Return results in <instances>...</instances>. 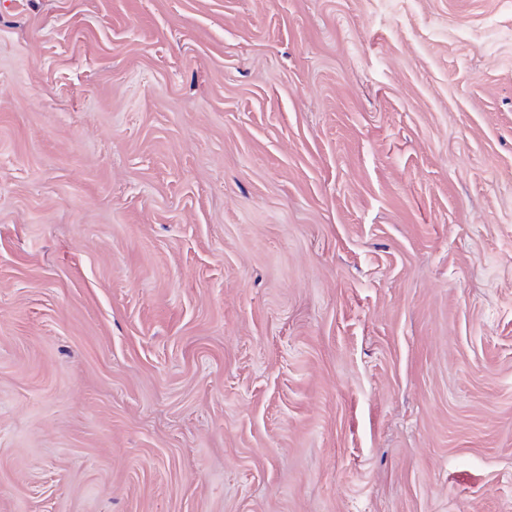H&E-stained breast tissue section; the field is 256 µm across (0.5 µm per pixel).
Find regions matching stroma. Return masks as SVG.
Masks as SVG:
<instances>
[{"label": "stroma", "mask_w": 512, "mask_h": 512, "mask_svg": "<svg viewBox=\"0 0 512 512\" xmlns=\"http://www.w3.org/2000/svg\"><path fill=\"white\" fill-rule=\"evenodd\" d=\"M0 512H512V0H0Z\"/></svg>", "instance_id": "stroma-1"}]
</instances>
